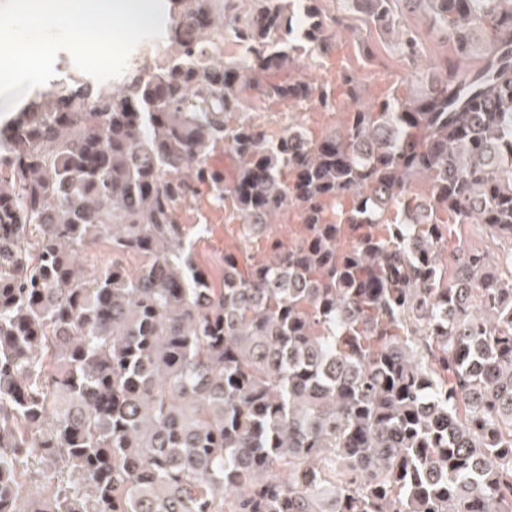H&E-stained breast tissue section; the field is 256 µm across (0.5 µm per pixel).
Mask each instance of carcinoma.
I'll return each mask as SVG.
<instances>
[{"label": "carcinoma", "mask_w": 512, "mask_h": 512, "mask_svg": "<svg viewBox=\"0 0 512 512\" xmlns=\"http://www.w3.org/2000/svg\"><path fill=\"white\" fill-rule=\"evenodd\" d=\"M397 1L481 66L363 107L304 74L324 0H169L152 67L0 123V512H512V0L349 3ZM257 97L336 121L229 122ZM195 251L203 260L208 259L211 255L224 251V224H212L210 234L201 238H196Z\"/></svg>", "instance_id": "cac0c4a2"}]
</instances>
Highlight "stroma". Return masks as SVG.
<instances>
[{
	"label": "stroma",
	"mask_w": 512,
	"mask_h": 512,
	"mask_svg": "<svg viewBox=\"0 0 512 512\" xmlns=\"http://www.w3.org/2000/svg\"><path fill=\"white\" fill-rule=\"evenodd\" d=\"M324 7L335 18L337 65L349 66L368 97H376L387 85L414 76H435L442 66H455L458 57L448 41L430 32L428 20L416 13L399 12L396 30L386 33L354 13L347 0H325ZM415 35L420 43L416 56H402L396 46L398 32Z\"/></svg>",
	"instance_id": "35a3bbf8"
}]
</instances>
